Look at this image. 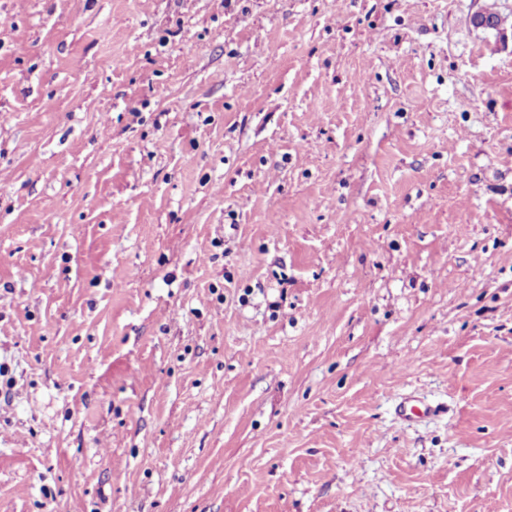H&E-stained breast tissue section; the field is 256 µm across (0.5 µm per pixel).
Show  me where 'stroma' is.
I'll return each instance as SVG.
<instances>
[{"label":"stroma","instance_id":"35a3bbf8","mask_svg":"<svg viewBox=\"0 0 512 512\" xmlns=\"http://www.w3.org/2000/svg\"><path fill=\"white\" fill-rule=\"evenodd\" d=\"M490 9L0 0V512H512Z\"/></svg>","mask_w":512,"mask_h":512}]
</instances>
